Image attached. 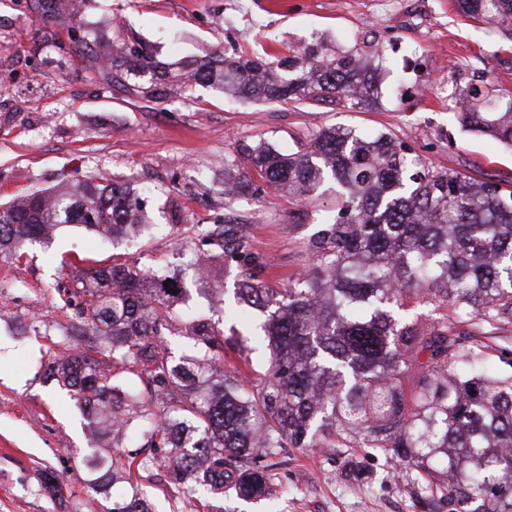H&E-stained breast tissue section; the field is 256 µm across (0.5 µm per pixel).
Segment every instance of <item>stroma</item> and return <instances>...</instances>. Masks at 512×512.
Masks as SVG:
<instances>
[{
  "label": "stroma",
  "instance_id": "1",
  "mask_svg": "<svg viewBox=\"0 0 512 512\" xmlns=\"http://www.w3.org/2000/svg\"><path fill=\"white\" fill-rule=\"evenodd\" d=\"M39 2L0 0V206L98 175L131 183L160 236L114 246L68 226L22 260H0V313L10 317L0 321V512H104V499L86 487L97 437L74 399L45 377L50 340L25 333L33 320H61L63 263L105 266L118 254L160 268L180 244L173 227L231 218L269 262L266 281L284 287L307 265L308 241L336 194L298 201L265 187L227 197L224 162L260 142L301 151L330 126L367 138L390 133L434 170L511 184L512 149L466 131L448 90L485 83L512 92V36L460 16L452 0H55L49 22ZM78 28L107 51L140 42L175 73L212 53L281 57L319 41L361 54L379 46L383 74L356 109L332 99L246 101L206 86L187 99H153L104 80L102 63L72 42ZM48 469L59 488L45 485ZM268 476L259 502L204 500L158 467L142 488L155 512H425L395 461L375 448H292Z\"/></svg>",
  "mask_w": 512,
  "mask_h": 512
}]
</instances>
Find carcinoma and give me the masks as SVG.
Here are the masks:
<instances>
[{"label":"carcinoma","instance_id":"carcinoma-1","mask_svg":"<svg viewBox=\"0 0 512 512\" xmlns=\"http://www.w3.org/2000/svg\"><path fill=\"white\" fill-rule=\"evenodd\" d=\"M455 6L512 33V0ZM356 68L354 56L317 43L277 60L211 56L178 79L187 91L207 85L268 102L359 105L371 88L350 76ZM165 77L143 46L112 50V82L127 91L161 99ZM482 100L478 86L463 93L461 124L512 148V93L498 95L490 112L477 109ZM254 176L294 198L336 185V215L315 233L308 267L286 288L265 284L266 260L226 223L183 237L203 292L223 291L210 272L233 266L232 311L265 315L255 335L270 348L264 379L246 383L248 357L220 323L181 308L188 288L178 268L160 273L114 258L79 269L63 287L62 351L46 372L106 438L90 488L107 496L121 482L112 512H153L142 472L167 464L191 493L213 499L231 490L247 501L267 493L264 461L289 448L363 447L391 452L401 470L424 475V501L437 489L459 512H512V373L487 375L477 340L512 325V190L433 170L389 134L367 139L336 127L318 131L302 152L283 156L259 143L246 162L224 161V195L258 189ZM62 225L114 242L154 237L130 183L90 177L1 209L0 257L21 259ZM412 303L449 307L455 320L409 312ZM458 323L470 331L456 332ZM172 335L187 338L189 350L172 352ZM226 347L244 365L226 363ZM122 434L156 454L112 458Z\"/></svg>","mask_w":512,"mask_h":512}]
</instances>
